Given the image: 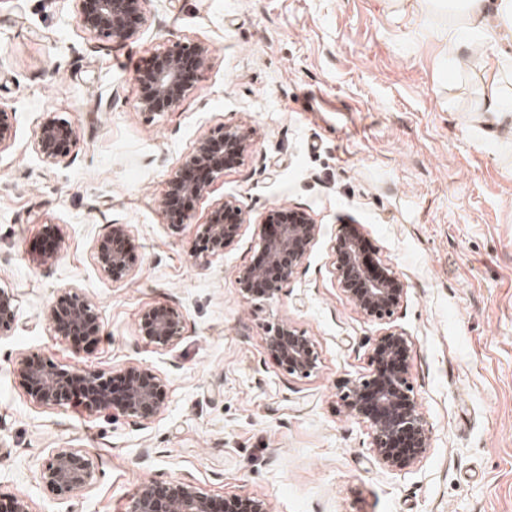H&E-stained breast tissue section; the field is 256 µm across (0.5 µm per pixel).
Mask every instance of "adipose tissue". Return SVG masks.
Wrapping results in <instances>:
<instances>
[{"mask_svg": "<svg viewBox=\"0 0 512 512\" xmlns=\"http://www.w3.org/2000/svg\"><path fill=\"white\" fill-rule=\"evenodd\" d=\"M450 12L458 14L460 23L448 27L446 40L449 53H459L463 42L460 30L481 36L486 49H493L497 24L512 27V0H448Z\"/></svg>", "mask_w": 512, "mask_h": 512, "instance_id": "obj_1", "label": "adipose tissue"}]
</instances>
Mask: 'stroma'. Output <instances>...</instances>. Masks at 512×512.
Wrapping results in <instances>:
<instances>
[{"label":"stroma","instance_id":"35a3bbf8","mask_svg":"<svg viewBox=\"0 0 512 512\" xmlns=\"http://www.w3.org/2000/svg\"><path fill=\"white\" fill-rule=\"evenodd\" d=\"M137 38L83 29L76 0H0V108L15 135L0 147V288L19 297L0 336V498L30 512H123L142 484L189 480L215 502L267 499L271 512H512V34L497 58L448 52L450 17L435 0H147ZM212 48L179 108L135 107L136 62L177 42ZM322 92L324 109L301 104ZM50 117L76 140L50 166L35 143ZM232 124L251 147L225 167L185 224L160 207L166 182L202 137ZM243 223L223 256H194L196 227L224 200ZM307 213L318 234L277 297L237 284L271 209ZM56 225L59 252L34 250ZM128 225L142 262L115 280L92 248ZM356 226L404 280L392 325L411 341L410 378L430 430L406 471L375 460L369 426L344 411L345 383L370 372L383 327L344 295L332 243ZM94 303L92 350L75 349L46 310L57 289ZM184 315L159 352L141 311ZM290 323L317 343L319 368L288 375L266 346ZM116 374L143 363L166 378L151 422L70 405H33L15 375L22 354ZM78 448L96 480L68 501L39 472L50 451Z\"/></svg>","mask_w":512,"mask_h":512}]
</instances>
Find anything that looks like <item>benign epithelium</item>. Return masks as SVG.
Instances as JSON below:
<instances>
[{
    "label": "benign epithelium",
    "mask_w": 512,
    "mask_h": 512,
    "mask_svg": "<svg viewBox=\"0 0 512 512\" xmlns=\"http://www.w3.org/2000/svg\"><path fill=\"white\" fill-rule=\"evenodd\" d=\"M146 0H79V15L89 32L118 43L128 42L139 33L145 21ZM206 66L211 49L202 43H177L154 54L155 65L149 76L139 84L136 108L141 112H156L160 108H177L189 88L182 79L186 58ZM76 139L75 127L63 119L50 118L40 129L36 150L43 161L58 165L65 161L68 148ZM235 147L245 154L250 146L249 134L226 125L218 132L197 141L192 153L172 173L165 195H189L195 198L208 192L210 181L222 173L223 152ZM188 167L210 170L209 180L195 182L184 178ZM237 210L231 199L216 208L205 224L198 225L197 238L208 241L207 247L196 248L205 257L224 255L235 242L237 231L229 230L223 215ZM278 220L274 236H261V264H251L238 275L243 295L251 294L250 284L263 279L266 268L272 267L279 277L267 281L265 296L273 298L281 284L289 280L301 265L309 246L316 238L317 225L304 212L277 208L271 210L264 223ZM336 278L340 288L356 308L382 324L390 323L394 309L406 294L405 283L389 266H383L382 276H370L362 265V246L355 239L341 234L334 244ZM96 266L107 276L121 279L134 273L141 265V255L127 225L114 224L110 231L93 245ZM18 296L0 289V335L12 332L18 307ZM68 316V331L97 339L102 333V320L96 306L77 292L64 288L49 306L46 316ZM184 315L169 305H157L141 314L140 335L158 351L171 348L180 338ZM267 350L281 368L292 376L308 378L318 369L319 352L316 342L291 325H279L267 338ZM390 357L402 360V369L371 389L370 409L361 407L358 396L372 381L368 373L350 380L340 395L341 405L352 415L368 423L372 448L378 464L388 470H404L421 462L430 447L429 430L419 410L417 395L409 377V339L391 328L377 336L370 358L380 361ZM36 354H26L16 363L15 375L20 388L35 404L47 408L65 404L64 388L71 378L79 375L88 389L82 408L89 414L114 413L151 421L161 413L167 401L165 378L146 364H128L121 373L128 376L126 393L119 404L103 383L106 373L83 370L79 373L52 362L31 364ZM45 487L61 500L74 498L93 484V461L80 449H53L40 473ZM213 500L190 481H176L160 493L156 485L146 484L133 495L125 512H214Z\"/></svg>",
    "instance_id": "obj_1"
}]
</instances>
